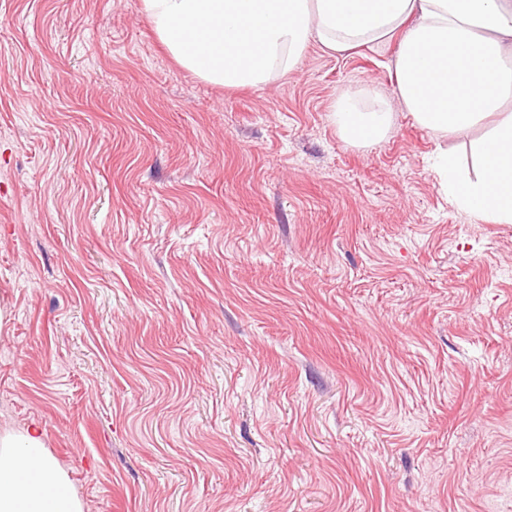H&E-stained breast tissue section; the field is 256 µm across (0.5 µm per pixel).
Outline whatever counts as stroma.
I'll return each instance as SVG.
<instances>
[{
	"label": "stroma",
	"mask_w": 512,
	"mask_h": 512,
	"mask_svg": "<svg viewBox=\"0 0 512 512\" xmlns=\"http://www.w3.org/2000/svg\"><path fill=\"white\" fill-rule=\"evenodd\" d=\"M398 47L231 90L142 0H0V431L84 512H512V224L440 189ZM330 112V120L341 137L353 145L370 146L380 142L392 125L393 112L377 93L374 102L369 104L360 92H343Z\"/></svg>",
	"instance_id": "1"
}]
</instances>
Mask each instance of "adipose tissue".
<instances>
[{"mask_svg":"<svg viewBox=\"0 0 512 512\" xmlns=\"http://www.w3.org/2000/svg\"><path fill=\"white\" fill-rule=\"evenodd\" d=\"M160 41L186 69L227 88L296 68L312 45L333 53L399 37L390 65L415 124L439 138L495 118L474 143L475 170L448 152L434 169L449 200L486 224H512V0H142ZM382 96L343 92L330 120L354 145L392 125ZM0 512H84L43 432H0Z\"/></svg>","mask_w":512,"mask_h":512,"instance_id":"obj_1","label":"adipose tissue"}]
</instances>
